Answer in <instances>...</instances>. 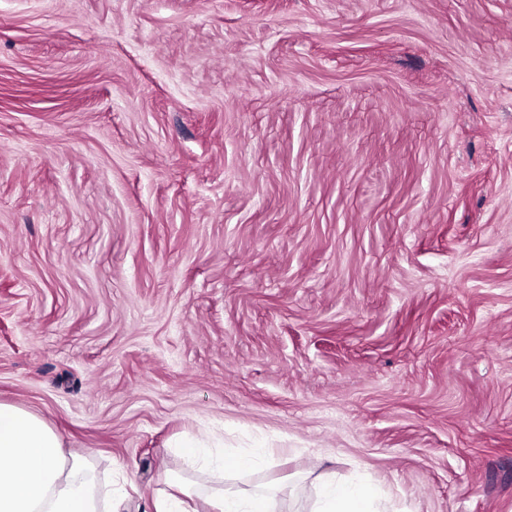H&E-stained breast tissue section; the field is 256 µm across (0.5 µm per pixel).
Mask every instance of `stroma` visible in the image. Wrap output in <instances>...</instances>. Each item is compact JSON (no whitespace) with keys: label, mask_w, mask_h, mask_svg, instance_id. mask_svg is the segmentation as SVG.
<instances>
[{"label":"stroma","mask_w":512,"mask_h":512,"mask_svg":"<svg viewBox=\"0 0 512 512\" xmlns=\"http://www.w3.org/2000/svg\"><path fill=\"white\" fill-rule=\"evenodd\" d=\"M0 402L128 512H512V0H0ZM182 452L199 463L201 468L211 472L231 473L264 462L268 449L253 448L248 456L213 454L206 442L194 438L182 447ZM378 494L366 477L362 480L340 483L333 473L320 477L319 492L311 512H387ZM167 485L170 491L163 490L150 496L143 512H197L189 506V500L201 493L197 486L179 475H172ZM211 512H276L273 493L245 491L226 493L220 484L205 490Z\"/></svg>","instance_id":"1"}]
</instances>
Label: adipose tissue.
I'll return each mask as SVG.
<instances>
[{
	"label": "adipose tissue",
	"mask_w": 512,
	"mask_h": 512,
	"mask_svg": "<svg viewBox=\"0 0 512 512\" xmlns=\"http://www.w3.org/2000/svg\"><path fill=\"white\" fill-rule=\"evenodd\" d=\"M185 455L212 472L231 473L264 462L268 451L249 455L212 453L206 442L193 439ZM205 495L210 512H275L273 493H226L216 485L199 490L181 476L168 480L167 490L150 496L143 512H192L189 502ZM125 489L101 499L87 457L63 450L58 432L39 415L0 402V512H122ZM313 512H387L370 479L340 483L335 474L320 478Z\"/></svg>",
	"instance_id": "ef3b65f1"
}]
</instances>
